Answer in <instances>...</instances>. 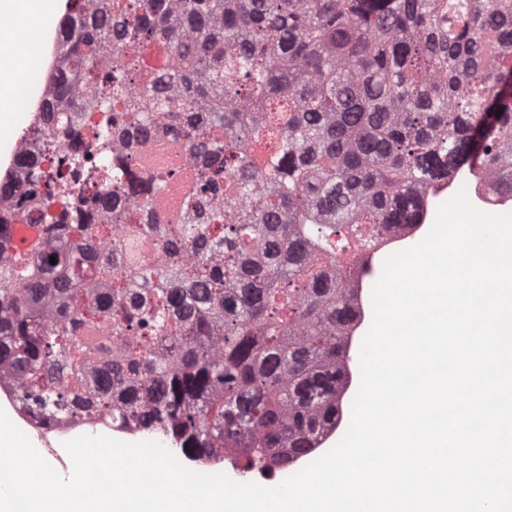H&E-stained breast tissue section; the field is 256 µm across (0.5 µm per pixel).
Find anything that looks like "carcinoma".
<instances>
[{
  "instance_id": "carcinoma-1",
  "label": "carcinoma",
  "mask_w": 512,
  "mask_h": 512,
  "mask_svg": "<svg viewBox=\"0 0 512 512\" xmlns=\"http://www.w3.org/2000/svg\"><path fill=\"white\" fill-rule=\"evenodd\" d=\"M66 24L0 185L39 229L0 221V372L46 419L280 469L336 425L359 232L467 163L512 195V0H70ZM131 129L198 163L171 219L177 174L134 173Z\"/></svg>"
}]
</instances>
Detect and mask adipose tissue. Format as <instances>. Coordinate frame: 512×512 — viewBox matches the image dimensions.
<instances>
[{
    "instance_id": "ef3b65f1",
    "label": "adipose tissue",
    "mask_w": 512,
    "mask_h": 512,
    "mask_svg": "<svg viewBox=\"0 0 512 512\" xmlns=\"http://www.w3.org/2000/svg\"><path fill=\"white\" fill-rule=\"evenodd\" d=\"M60 8V0H0V17L10 20L9 28L0 29V43L10 46L0 54V67L15 75L14 80L0 81V112L14 110L27 93L25 76L38 67L42 41Z\"/></svg>"
}]
</instances>
